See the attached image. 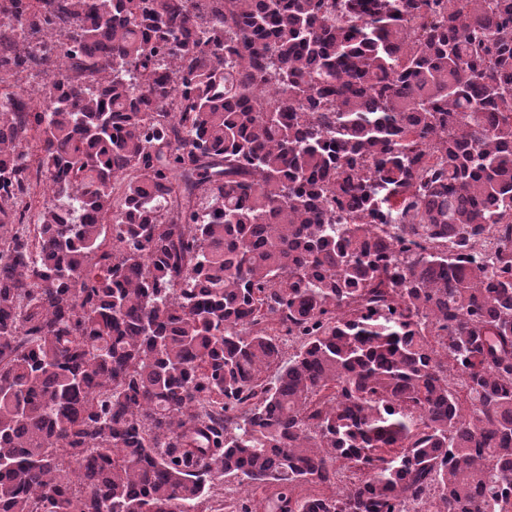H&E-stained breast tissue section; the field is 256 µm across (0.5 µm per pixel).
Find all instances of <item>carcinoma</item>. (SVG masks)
<instances>
[{"label":"carcinoma","mask_w":512,"mask_h":512,"mask_svg":"<svg viewBox=\"0 0 512 512\" xmlns=\"http://www.w3.org/2000/svg\"><path fill=\"white\" fill-rule=\"evenodd\" d=\"M192 2L0 0V512H512V0ZM225 488L237 491L239 499H248L252 509L255 510L253 512H264L262 511V499L267 493H263L261 490L252 492L251 488L246 484L240 485L236 478L224 479L223 477V480L215 482L211 488V503L214 506L217 507L218 504L224 501L223 493Z\"/></svg>","instance_id":"carcinoma-1"}]
</instances>
